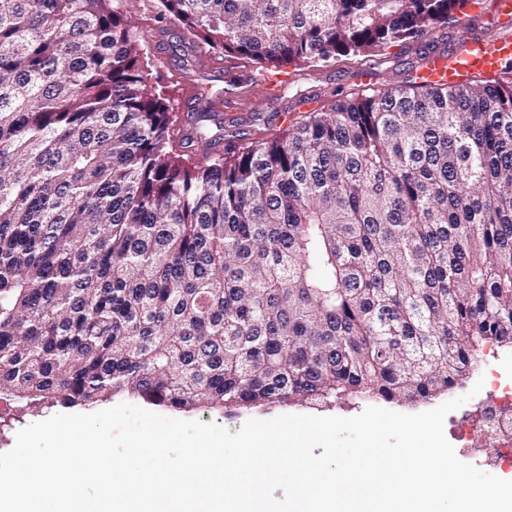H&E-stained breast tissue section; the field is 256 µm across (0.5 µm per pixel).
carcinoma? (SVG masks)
Listing matches in <instances>:
<instances>
[{
	"mask_svg": "<svg viewBox=\"0 0 512 512\" xmlns=\"http://www.w3.org/2000/svg\"><path fill=\"white\" fill-rule=\"evenodd\" d=\"M122 0H0V396L424 404L512 349V62L177 134ZM465 0H160L237 69L373 73Z\"/></svg>",
	"mask_w": 512,
	"mask_h": 512,
	"instance_id": "carcinoma-1",
	"label": "carcinoma"
}]
</instances>
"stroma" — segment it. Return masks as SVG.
I'll use <instances>...</instances> for the list:
<instances>
[{"instance_id": "1", "label": "stroma", "mask_w": 512, "mask_h": 512, "mask_svg": "<svg viewBox=\"0 0 512 512\" xmlns=\"http://www.w3.org/2000/svg\"><path fill=\"white\" fill-rule=\"evenodd\" d=\"M491 0H469L457 13L456 20L436 25L424 35L385 49L386 63L377 75L367 77L359 74L357 68L344 65H328L310 75L300 77V84L309 90V101L296 104L293 99H269L264 97L255 85H248V96L252 108L260 114L254 126L255 132H266L278 128L284 110L301 115L331 107L335 93L366 85L382 86L400 84L410 63L418 62L420 56L432 53H447L453 50L462 31L481 35L493 40L501 31L495 24L490 11ZM124 8L139 20L134 31L135 39L145 46L149 55V78L152 83L165 87L166 105L177 120L178 129L192 132L194 123L191 110L179 100L180 86L194 85L199 93L217 100L216 111L224 118L241 116V105L237 95L224 91V72L217 64L206 60L182 68L175 54L174 34L177 22L170 16L160 14L159 0H124ZM304 407L298 405L279 406L269 410L240 411L234 414L220 409L200 408L188 412L191 420L205 423L215 422L230 432H237L251 419L268 420L287 414H304Z\"/></svg>"}]
</instances>
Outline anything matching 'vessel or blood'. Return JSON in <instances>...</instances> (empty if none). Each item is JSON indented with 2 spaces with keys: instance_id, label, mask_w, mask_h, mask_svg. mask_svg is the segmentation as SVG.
Returning <instances> with one entry per match:
<instances>
[{
  "instance_id": "obj_1",
  "label": "vessel or blood",
  "mask_w": 512,
  "mask_h": 512,
  "mask_svg": "<svg viewBox=\"0 0 512 512\" xmlns=\"http://www.w3.org/2000/svg\"><path fill=\"white\" fill-rule=\"evenodd\" d=\"M495 11L504 36L489 42L464 33L461 50L448 56H432L425 76L432 81L442 78L453 82L474 71L498 69L504 61L512 59V0H495Z\"/></svg>"
}]
</instances>
